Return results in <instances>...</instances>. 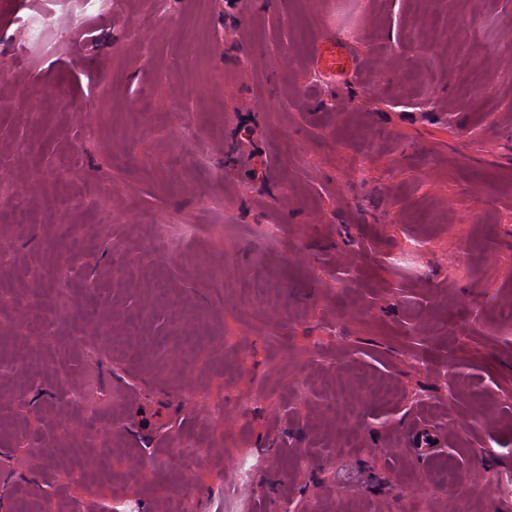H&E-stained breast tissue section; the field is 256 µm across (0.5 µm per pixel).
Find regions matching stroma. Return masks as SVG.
<instances>
[{"label":"stroma","instance_id":"obj_1","mask_svg":"<svg viewBox=\"0 0 512 512\" xmlns=\"http://www.w3.org/2000/svg\"><path fill=\"white\" fill-rule=\"evenodd\" d=\"M80 6L0 0V512H512V0Z\"/></svg>","mask_w":512,"mask_h":512}]
</instances>
